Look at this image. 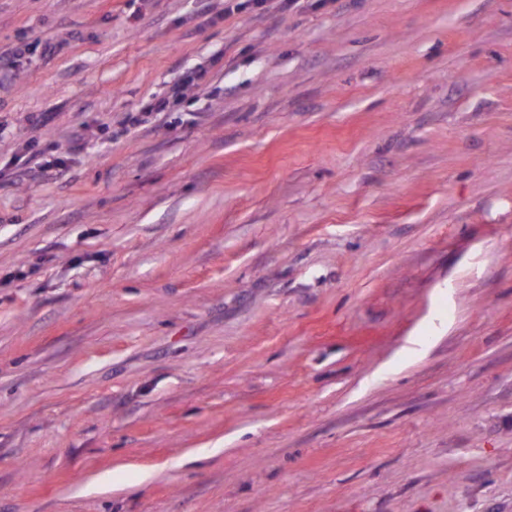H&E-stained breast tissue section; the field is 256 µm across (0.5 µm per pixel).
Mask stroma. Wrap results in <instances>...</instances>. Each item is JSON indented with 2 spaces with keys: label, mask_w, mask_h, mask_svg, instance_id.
I'll return each instance as SVG.
<instances>
[{
  "label": "stroma",
  "mask_w": 512,
  "mask_h": 512,
  "mask_svg": "<svg viewBox=\"0 0 512 512\" xmlns=\"http://www.w3.org/2000/svg\"><path fill=\"white\" fill-rule=\"evenodd\" d=\"M16 46L0 512H512V0H0ZM205 71L199 70L191 73L185 80L172 85L164 96L151 100L145 107L146 113L165 112L171 103L185 98L190 86H198L205 79Z\"/></svg>",
  "instance_id": "1"
}]
</instances>
